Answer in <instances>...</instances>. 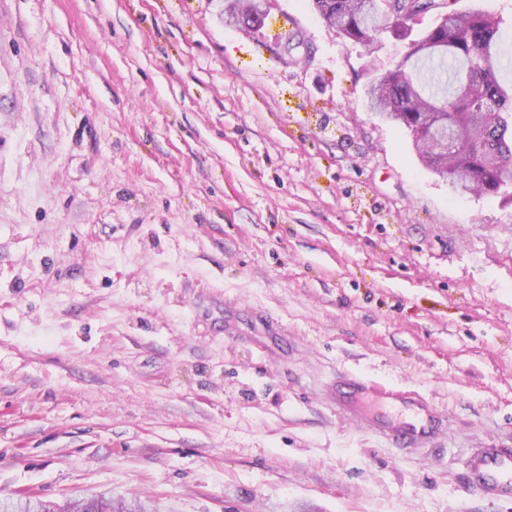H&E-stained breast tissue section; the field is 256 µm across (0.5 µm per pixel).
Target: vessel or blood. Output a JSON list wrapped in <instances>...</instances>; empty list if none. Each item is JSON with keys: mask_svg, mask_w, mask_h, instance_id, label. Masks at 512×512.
<instances>
[{"mask_svg": "<svg viewBox=\"0 0 512 512\" xmlns=\"http://www.w3.org/2000/svg\"><path fill=\"white\" fill-rule=\"evenodd\" d=\"M329 405L338 417L408 453L430 454L449 435L447 412L424 395L359 373L337 372ZM466 467L481 496L496 502L512 498V450L493 441L469 449Z\"/></svg>", "mask_w": 512, "mask_h": 512, "instance_id": "vessel-or-blood-1", "label": "vessel or blood"}]
</instances>
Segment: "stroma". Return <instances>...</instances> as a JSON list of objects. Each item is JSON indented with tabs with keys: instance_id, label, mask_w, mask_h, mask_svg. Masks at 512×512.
<instances>
[{
	"instance_id": "stroma-1",
	"label": "stroma",
	"mask_w": 512,
	"mask_h": 512,
	"mask_svg": "<svg viewBox=\"0 0 512 512\" xmlns=\"http://www.w3.org/2000/svg\"><path fill=\"white\" fill-rule=\"evenodd\" d=\"M0 7V497L155 512H512L464 451L512 448V202L448 185L312 0ZM418 388L407 456L336 417L337 370ZM237 1L233 6L229 4L226 11L229 13L238 25L244 29H253L255 25L261 27L264 24L266 10L270 7L269 0L260 1V11L263 14H257V9L252 1L257 0H235ZM112 510V512H148L145 503L126 502L124 500L114 501L104 495L91 498H73L70 499L62 508V512H102Z\"/></svg>"
}]
</instances>
